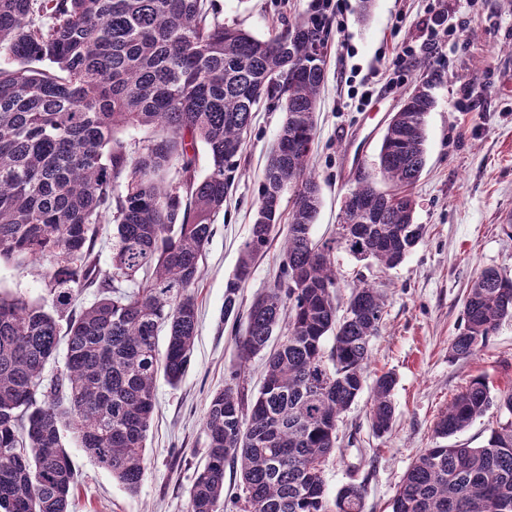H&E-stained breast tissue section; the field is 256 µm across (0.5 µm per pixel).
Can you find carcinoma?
<instances>
[{
    "mask_svg": "<svg viewBox=\"0 0 512 512\" xmlns=\"http://www.w3.org/2000/svg\"><path fill=\"white\" fill-rule=\"evenodd\" d=\"M328 24L307 12L261 39L219 20L207 0H0V260H47L51 309L0 293V512H68L77 483L62 430L70 431L123 488L138 491L155 382L177 384L198 327L192 288L228 190L226 172L263 98L285 119L263 172L258 207L224 296L238 289L267 248L284 191L293 189L284 260L275 286L246 312L240 363L267 351L264 382L250 406L232 383L210 399L206 461L189 489V512H224V465L239 468L238 512H364L365 488L349 482L329 499L322 466L337 423L363 388L370 342L385 305L381 289L352 287L337 317L334 253L391 269L422 237L407 193L426 164L430 85L415 88L386 128L380 174L355 179L336 237L314 240L320 185L308 168L328 50ZM158 131L131 153L127 129ZM209 173L196 177L197 145ZM176 168V177L167 173ZM115 224L112 271L90 260ZM97 299L80 312L85 288ZM512 319V276L472 278L451 355L467 358ZM66 330H61V324ZM168 329L164 353L156 347ZM65 333V372L45 368ZM333 337L331 348L325 347ZM393 373L376 379L370 419L391 427ZM505 420L481 447L448 445L490 408ZM438 441L405 474L391 512H512V390L492 395L470 380L438 416Z\"/></svg>",
    "mask_w": 512,
    "mask_h": 512,
    "instance_id": "carcinoma-1",
    "label": "carcinoma"
}]
</instances>
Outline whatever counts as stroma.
I'll list each match as a JSON object with an SVG mask.
<instances>
[{
    "mask_svg": "<svg viewBox=\"0 0 512 512\" xmlns=\"http://www.w3.org/2000/svg\"><path fill=\"white\" fill-rule=\"evenodd\" d=\"M221 20L265 38L307 11L310 0H211ZM332 27L316 113L310 165L321 187L315 239L335 234L342 202L358 170L376 171L381 139L394 112L419 84L432 86L426 119V166L411 190L422 240L404 262L383 270L335 255L338 304L354 283L385 287L382 324L371 341L363 390L339 424V442L323 466L329 495L350 481L365 487V512H391V502L415 458L435 442L434 423L449 400L474 377L492 391L512 388V321H503L475 355L450 354L463 317V299L479 271L512 272V0H446L457 32L436 53H419L395 67L394 49L419 45L430 15L427 0H376L360 21L357 0H342ZM371 96L359 100L358 94ZM284 119L283 105L262 101L236 168L224 213L205 247L194 293L198 331L190 365L178 385L157 378V407L147 433V466L139 490L127 492L79 448L63 442L77 470L69 512H188L189 489L205 462L204 416L211 396L238 366L241 323L225 318L224 294L249 238L267 157ZM286 224L258 257L240 289L242 307L273 287L283 261ZM0 290L49 303L40 266L0 262ZM393 372L395 416L375 435L368 414L375 379Z\"/></svg>",
    "mask_w": 512,
    "mask_h": 512,
    "instance_id": "stroma-1",
    "label": "stroma"
}]
</instances>
